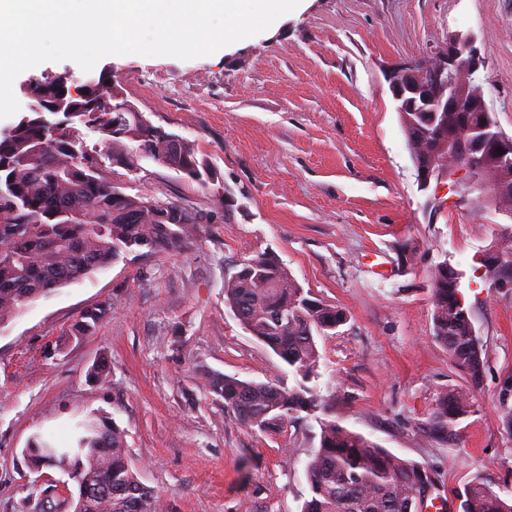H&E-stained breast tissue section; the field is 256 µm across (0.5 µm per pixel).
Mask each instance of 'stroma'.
Returning <instances> with one entry per match:
<instances>
[{
    "mask_svg": "<svg viewBox=\"0 0 512 512\" xmlns=\"http://www.w3.org/2000/svg\"><path fill=\"white\" fill-rule=\"evenodd\" d=\"M476 36L487 61L484 99L512 136V0H306L264 32L188 60L102 58L124 96L154 125L194 143L213 188L149 158L107 177L126 193L201 211L205 230L179 253L128 255L28 303L0 327V512L34 488L73 489L57 469L29 471L37 433L66 441L86 415L126 432L131 458L166 512H301L315 418L279 432L242 426L213 379L294 376L224 303V281L251 254L278 255L313 296L342 307L346 324L318 342L326 412L393 454L438 473L445 512L482 481L512 497V434L499 392L512 375V291L492 287L480 257L505 230L498 215L422 190L385 79L391 68L434 64L448 36ZM46 61L13 83L60 73ZM461 272L460 296L483 346L476 388L433 329L432 272ZM112 305L94 335L70 336L88 309ZM107 376H89L97 364ZM469 389L470 408L445 436L426 423L438 394Z\"/></svg>",
    "mask_w": 512,
    "mask_h": 512,
    "instance_id": "35a3bbf8",
    "label": "stroma"
}]
</instances>
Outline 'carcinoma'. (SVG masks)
I'll use <instances>...</instances> for the list:
<instances>
[{
  "label": "carcinoma",
  "mask_w": 512,
  "mask_h": 512,
  "mask_svg": "<svg viewBox=\"0 0 512 512\" xmlns=\"http://www.w3.org/2000/svg\"><path fill=\"white\" fill-rule=\"evenodd\" d=\"M33 85L58 100L60 111L22 112L15 124L0 131V324L27 303L125 254L179 251L203 232L199 215L185 205L128 194L106 177L110 165L132 171L143 157L164 163L169 153L170 132L136 119L117 86L73 94V79L66 72ZM82 126L106 135L107 149L88 144ZM130 142L137 143L136 151L129 149ZM432 281L435 336L476 386L484 370L483 349L459 298L460 283L448 275L446 262L434 269ZM224 302L296 377L291 388L280 381L232 376L214 380L224 409L262 433L278 431L302 413L325 412L314 384L319 378L317 338L344 325L346 313L311 297L269 251L244 259L225 280ZM110 309L105 303L86 311L72 336L93 335ZM468 407L467 392L442 390L429 432L448 433ZM318 422L319 447L306 465L310 494L302 512H418L436 490L437 481L425 483L424 466L334 420L320 417ZM52 447L50 440L34 435L24 449L28 468L69 471L77 494L64 497L47 486L34 506L22 503L21 512H164L160 494L142 482L132 463L126 432L108 417H86L77 424L73 446L54 453ZM460 507L461 512H512V499L475 481L464 489Z\"/></svg>",
  "instance_id": "1"
}]
</instances>
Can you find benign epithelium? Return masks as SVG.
<instances>
[{
    "label": "benign epithelium",
    "instance_id": "benign-epithelium-1",
    "mask_svg": "<svg viewBox=\"0 0 512 512\" xmlns=\"http://www.w3.org/2000/svg\"><path fill=\"white\" fill-rule=\"evenodd\" d=\"M484 69L486 61L476 37L454 34L438 62L423 68L400 65L389 73L388 81L400 117L413 112L424 126L435 127L425 147L412 152L421 188L432 187L436 193L447 190L461 203L494 211L512 222V211L501 205V199L512 194V183L490 193L483 179L486 160L512 168V136L489 122L473 121L475 113L488 114L480 78ZM169 141L172 156L166 166L189 173L193 167L175 160L181 136L172 135ZM441 155L453 156L457 163L441 170L437 167ZM481 262L493 287L512 290V264L491 247L482 253Z\"/></svg>",
    "mask_w": 512,
    "mask_h": 512
}]
</instances>
